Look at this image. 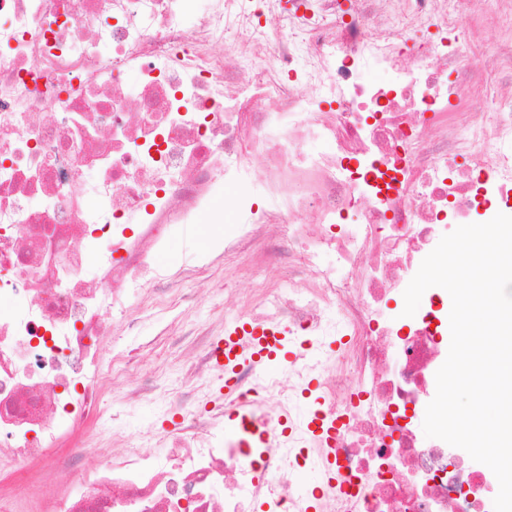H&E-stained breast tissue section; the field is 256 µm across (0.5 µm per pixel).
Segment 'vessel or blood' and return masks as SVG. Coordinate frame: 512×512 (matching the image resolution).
<instances>
[{"instance_id":"obj_1","label":"vessel or blood","mask_w":512,"mask_h":512,"mask_svg":"<svg viewBox=\"0 0 512 512\" xmlns=\"http://www.w3.org/2000/svg\"><path fill=\"white\" fill-rule=\"evenodd\" d=\"M286 345V336L276 330L244 325L225 336V362L231 366L239 360L250 359L266 371L287 359Z\"/></svg>"}]
</instances>
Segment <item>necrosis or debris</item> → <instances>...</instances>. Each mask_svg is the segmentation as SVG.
Masks as SVG:
<instances>
[{"mask_svg": "<svg viewBox=\"0 0 512 512\" xmlns=\"http://www.w3.org/2000/svg\"><path fill=\"white\" fill-rule=\"evenodd\" d=\"M194 2L0 0V512H494L487 468L423 431L450 295L407 317L403 293L449 225L512 216V0H209L188 28ZM237 182L257 197L215 250L157 268ZM256 252L286 290L155 337L192 352L184 385L113 348ZM243 321L294 347L276 376L218 368ZM125 375L164 420L135 448ZM312 381L334 437L296 416Z\"/></svg>", "mask_w": 512, "mask_h": 512, "instance_id": "1", "label": "necrosis or debris"}]
</instances>
